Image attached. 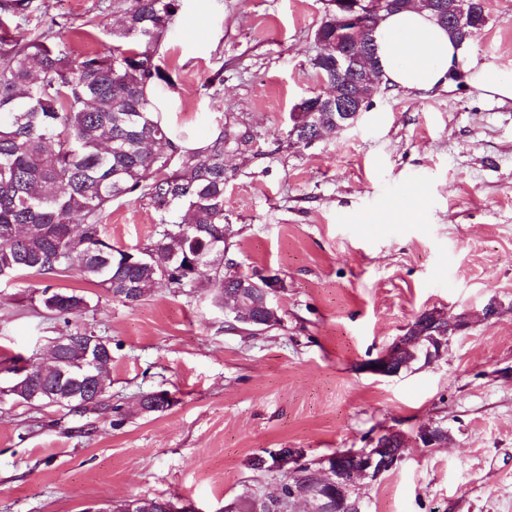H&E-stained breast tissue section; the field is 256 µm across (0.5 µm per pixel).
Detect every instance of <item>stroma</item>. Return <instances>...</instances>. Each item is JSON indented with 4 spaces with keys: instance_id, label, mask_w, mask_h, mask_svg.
Returning <instances> with one entry per match:
<instances>
[{
    "instance_id": "35a3bbf8",
    "label": "stroma",
    "mask_w": 512,
    "mask_h": 512,
    "mask_svg": "<svg viewBox=\"0 0 512 512\" xmlns=\"http://www.w3.org/2000/svg\"><path fill=\"white\" fill-rule=\"evenodd\" d=\"M119 0H33L26 29L66 20L64 40L98 50ZM489 23L469 42L491 68L512 62V0H486ZM325 0H180L158 48L173 84L160 93L184 146L229 116L253 129L249 152L226 158L229 258L239 272L279 275L276 328H230L211 277L157 288L126 304L77 269L0 280V387L13 357L46 361L68 327L112 343L108 412L0 398V512H97L163 497L221 512L242 493L275 494L249 458L302 449L318 461L368 447L388 430L403 460L358 480L361 512H512V100L458 80L431 92L381 86L350 128L289 146V115L320 92L310 66ZM158 216L113 202L102 237L143 249ZM91 300L71 322L43 288ZM497 301L500 314L485 320ZM469 316L431 364L393 377L376 358L423 311ZM170 405L144 412L140 395ZM448 444L415 443L420 426Z\"/></svg>"
}]
</instances>
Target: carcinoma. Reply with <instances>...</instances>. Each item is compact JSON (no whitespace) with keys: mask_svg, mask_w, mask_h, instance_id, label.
Segmentation results:
<instances>
[{"mask_svg":"<svg viewBox=\"0 0 512 512\" xmlns=\"http://www.w3.org/2000/svg\"><path fill=\"white\" fill-rule=\"evenodd\" d=\"M31 0H0V276L47 274L77 265L86 280L124 303H137L155 288L196 287L199 276L174 272L201 253L208 269L224 279V157L249 145L252 133L230 118L215 138L184 148L156 105L155 92L170 84L159 64L158 45L179 0H127L121 22L103 51L76 53L58 34H25L1 16L20 18ZM291 145L318 119L334 124V112H293ZM137 196L153 207L160 238L129 264L127 251L101 236L112 203ZM45 308L64 323L90 307L89 298L43 289ZM86 345L65 344L60 370L43 379L13 367L17 397L52 384L79 392L63 407L74 412L107 409L106 382L85 378ZM316 466L308 461L280 474L288 502L307 490ZM233 512H266L255 494L236 498Z\"/></svg>","mask_w":512,"mask_h":512,"instance_id":"1","label":"carcinoma"}]
</instances>
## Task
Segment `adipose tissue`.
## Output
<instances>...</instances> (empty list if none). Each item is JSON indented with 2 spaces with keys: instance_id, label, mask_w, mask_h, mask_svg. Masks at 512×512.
<instances>
[{
  "instance_id": "1",
  "label": "adipose tissue",
  "mask_w": 512,
  "mask_h": 512,
  "mask_svg": "<svg viewBox=\"0 0 512 512\" xmlns=\"http://www.w3.org/2000/svg\"><path fill=\"white\" fill-rule=\"evenodd\" d=\"M373 38L384 84L429 92L461 77L489 96L512 99V72L490 75L467 44L452 38L428 10L414 7L388 15Z\"/></svg>"
}]
</instances>
